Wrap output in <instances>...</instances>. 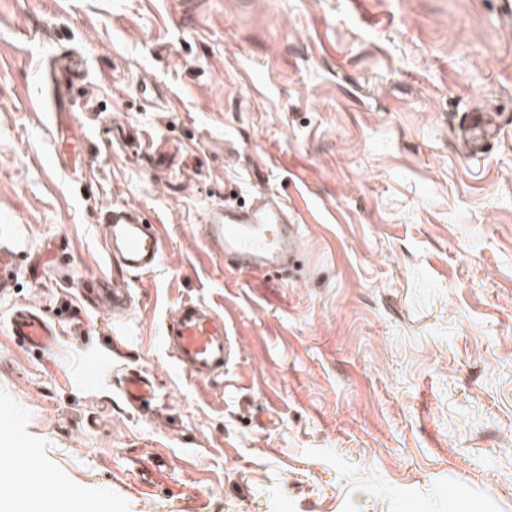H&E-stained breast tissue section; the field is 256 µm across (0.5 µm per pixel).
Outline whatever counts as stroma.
Returning a JSON list of instances; mask_svg holds the SVG:
<instances>
[{
  "mask_svg": "<svg viewBox=\"0 0 512 512\" xmlns=\"http://www.w3.org/2000/svg\"><path fill=\"white\" fill-rule=\"evenodd\" d=\"M474 110L503 130L470 157ZM263 190L302 226L285 280L200 238ZM115 203L163 242L120 316L82 291ZM1 251L0 469L48 466L75 512H512L507 0H0ZM188 300L229 320L223 378L163 347ZM26 306L53 350L10 336ZM124 394L132 406L149 404L154 396V386L151 380L143 374L130 373L123 382Z\"/></svg>",
  "mask_w": 512,
  "mask_h": 512,
  "instance_id": "35a3bbf8",
  "label": "stroma"
}]
</instances>
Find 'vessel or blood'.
<instances>
[{"mask_svg": "<svg viewBox=\"0 0 512 512\" xmlns=\"http://www.w3.org/2000/svg\"><path fill=\"white\" fill-rule=\"evenodd\" d=\"M499 134L495 115L479 112L463 144L473 154L480 151L484 141ZM103 229L108 278L101 281L96 298L101 307L122 315L132 305L130 276L150 273L158 265L163 255L162 240L156 226L132 206L106 209ZM200 235L227 268L246 276L262 271L270 275L287 271L300 250L301 227L284 198L261 192L249 207L210 211ZM10 331L38 350L49 351L56 346V329L36 310L18 309L10 320ZM164 346L175 366L199 381L223 376L236 355L223 314L194 301L177 306L165 331ZM123 389L129 404L137 407L149 404L154 396L151 380L142 374H127Z\"/></svg>", "mask_w": 512, "mask_h": 512, "instance_id": "obj_1", "label": "vessel or blood"}]
</instances>
